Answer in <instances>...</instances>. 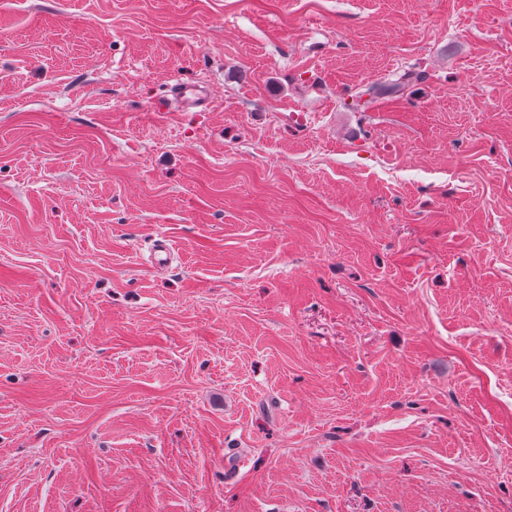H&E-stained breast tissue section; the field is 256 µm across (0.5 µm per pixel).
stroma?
<instances>
[{
  "instance_id": "obj_1",
  "label": "stroma",
  "mask_w": 512,
  "mask_h": 512,
  "mask_svg": "<svg viewBox=\"0 0 512 512\" xmlns=\"http://www.w3.org/2000/svg\"><path fill=\"white\" fill-rule=\"evenodd\" d=\"M0 512H512V0H0ZM412 80L413 74L404 72L403 74L397 76L395 80L388 83L370 85L363 93L370 94V100H368L366 104H374L398 96L400 92L412 82ZM171 92L182 107L186 109L204 107L207 98L205 88L196 82L183 83L177 81Z\"/></svg>"
}]
</instances>
